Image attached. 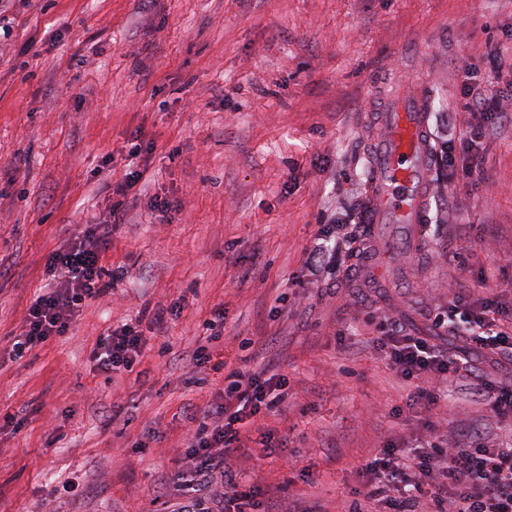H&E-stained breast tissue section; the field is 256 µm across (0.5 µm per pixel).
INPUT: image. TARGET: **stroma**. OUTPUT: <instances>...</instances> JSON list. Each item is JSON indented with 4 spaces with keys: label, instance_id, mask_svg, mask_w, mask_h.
I'll return each mask as SVG.
<instances>
[{
    "label": "stroma",
    "instance_id": "1",
    "mask_svg": "<svg viewBox=\"0 0 512 512\" xmlns=\"http://www.w3.org/2000/svg\"><path fill=\"white\" fill-rule=\"evenodd\" d=\"M400 83L428 99L435 147L466 131V86L499 97L480 170L436 160L415 243L384 255L393 227L375 225L315 280L309 251L360 221L361 116ZM120 202L110 295L23 357L0 350V512H45L70 481L83 492L62 512H173L187 417L228 367L288 379L258 423L303 458L277 512H345L365 459L429 421L512 438L476 391L511 383V359L472 358L448 400L408 412L365 322L436 336L460 285L512 297V0H0V341L21 334L49 255ZM126 322L148 349L109 380L90 354Z\"/></svg>",
    "mask_w": 512,
    "mask_h": 512
}]
</instances>
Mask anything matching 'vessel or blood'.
<instances>
[{
	"mask_svg": "<svg viewBox=\"0 0 512 512\" xmlns=\"http://www.w3.org/2000/svg\"><path fill=\"white\" fill-rule=\"evenodd\" d=\"M376 126L366 221L417 226L432 168L425 97L402 85L387 98Z\"/></svg>",
	"mask_w": 512,
	"mask_h": 512,
	"instance_id": "1",
	"label": "vessel or blood"
}]
</instances>
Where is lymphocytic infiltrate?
<instances>
[{
	"label": "lymphocytic infiltrate",
	"mask_w": 512,
	"mask_h": 512,
	"mask_svg": "<svg viewBox=\"0 0 512 512\" xmlns=\"http://www.w3.org/2000/svg\"><path fill=\"white\" fill-rule=\"evenodd\" d=\"M498 106L476 100L472 121L460 139L462 170L473 174L481 156L486 120ZM104 236L99 225H87L46 263L49 283L40 287L28 307L23 331L11 350L16 357L49 339L65 335L80 311L109 293L114 276L102 263ZM436 327L462 335L467 349L451 355L426 338L404 333L382 318V334L374 342L388 366L404 380H423L408 406L437 404L441 384L460 376L471 353L490 359L512 358V306L497 297L458 291L446 311L434 317ZM146 354V342L135 326L125 324L99 337L92 352L93 370L108 376L130 374ZM284 378L267 369L224 374L221 401L202 415H190L186 449L175 483L177 512H215L207 492L214 471L224 476V500L235 512H261L263 489L244 481L237 467L253 443L255 419L277 415L288 397ZM425 440L387 445L360 467L362 482L347 512H374L386 503L392 512H512V439L487 445L482 432L464 429L450 435L428 424Z\"/></svg>",
	"instance_id": "1"
}]
</instances>
